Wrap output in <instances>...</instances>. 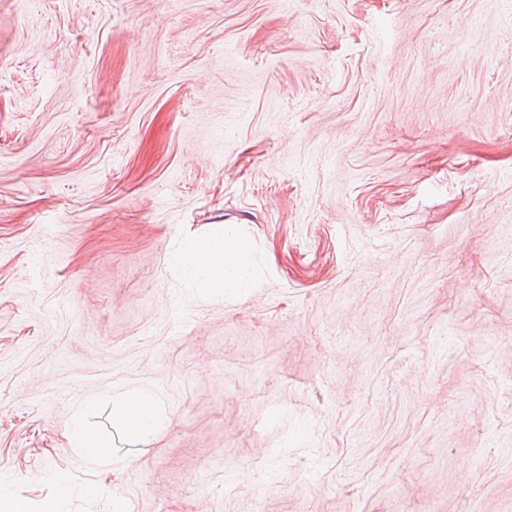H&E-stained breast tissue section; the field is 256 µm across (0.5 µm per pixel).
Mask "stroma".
Returning a JSON list of instances; mask_svg holds the SVG:
<instances>
[{
  "mask_svg": "<svg viewBox=\"0 0 512 512\" xmlns=\"http://www.w3.org/2000/svg\"><path fill=\"white\" fill-rule=\"evenodd\" d=\"M0 496L512 512V0H0ZM247 256V242L235 233L225 231L206 244L183 243L173 252L172 259L189 281L203 288L238 293L253 287L243 276ZM112 398L116 401L115 422L128 434L146 440L162 427L164 402L150 385L125 387ZM73 435L76 438L79 453L93 465L106 463L112 454V445L96 433L75 424Z\"/></svg>",
  "mask_w": 512,
  "mask_h": 512,
  "instance_id": "35a3bbf8",
  "label": "stroma"
}]
</instances>
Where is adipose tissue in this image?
Listing matches in <instances>:
<instances>
[{"mask_svg": "<svg viewBox=\"0 0 512 512\" xmlns=\"http://www.w3.org/2000/svg\"><path fill=\"white\" fill-rule=\"evenodd\" d=\"M248 256L246 241L232 232H222L208 243L188 241L177 248L172 259L185 277L206 288L237 293L250 288L243 276ZM114 419L130 435L145 440L153 436L165 421L164 402L151 386L139 385L118 391Z\"/></svg>", "mask_w": 512, "mask_h": 512, "instance_id": "adipose-tissue-1", "label": "adipose tissue"}]
</instances>
